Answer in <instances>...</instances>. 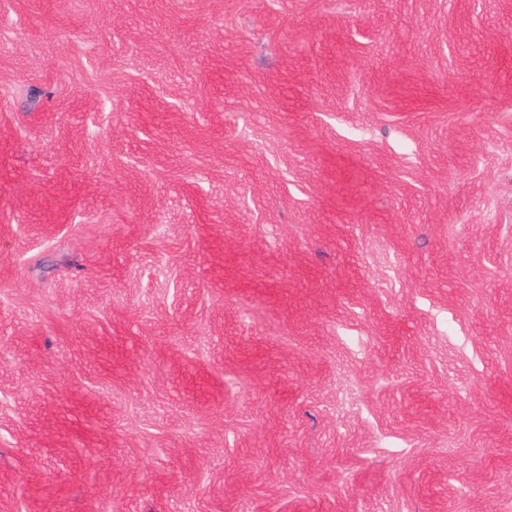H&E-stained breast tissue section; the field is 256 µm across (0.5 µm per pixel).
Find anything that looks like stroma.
Wrapping results in <instances>:
<instances>
[{
  "label": "stroma",
  "instance_id": "35a3bbf8",
  "mask_svg": "<svg viewBox=\"0 0 512 512\" xmlns=\"http://www.w3.org/2000/svg\"><path fill=\"white\" fill-rule=\"evenodd\" d=\"M0 512H512V0H0Z\"/></svg>",
  "mask_w": 512,
  "mask_h": 512
}]
</instances>
